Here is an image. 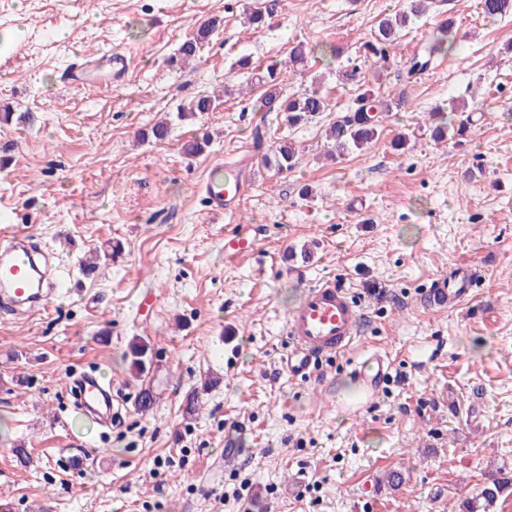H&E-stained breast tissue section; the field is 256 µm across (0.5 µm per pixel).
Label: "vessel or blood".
<instances>
[{"label":"vessel or blood","instance_id":"obj_1","mask_svg":"<svg viewBox=\"0 0 512 512\" xmlns=\"http://www.w3.org/2000/svg\"><path fill=\"white\" fill-rule=\"evenodd\" d=\"M131 65L128 56L119 50L94 61H78L65 72L63 82L67 86L81 88L91 82L104 80L120 84ZM245 173L228 166L220 175L202 181L199 192L210 212L217 214L234 212L238 206ZM256 235L233 231L224 238L227 256L255 249ZM39 266L33 256L27 237L11 230L9 225L0 226V309L12 312L25 308L35 314L50 301L43 290L32 287L34 272ZM479 283L478 271L469 265L436 276L426 287L424 294L431 306L456 308L469 300ZM363 313L345 286L328 280L305 289L300 303L285 316L284 330L292 343L285 360L289 374L306 377L322 358L349 350L361 332ZM390 363L380 352H371L353 371L366 401H374L380 391ZM82 411L92 414L103 425L112 423V390L93 377L82 381Z\"/></svg>","mask_w":512,"mask_h":512}]
</instances>
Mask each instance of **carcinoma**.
Masks as SVG:
<instances>
[{"instance_id": "cac0c4a2", "label": "carcinoma", "mask_w": 512, "mask_h": 512, "mask_svg": "<svg viewBox=\"0 0 512 512\" xmlns=\"http://www.w3.org/2000/svg\"><path fill=\"white\" fill-rule=\"evenodd\" d=\"M277 6L278 0H258L250 8L247 16L248 24L257 29L265 26L274 16ZM435 6V0H412L410 11L398 12L379 21L373 41L368 43L367 47L379 57V61L387 62L388 50L397 47L400 33L406 27L409 16L426 14ZM478 8L484 16L495 18L512 12V0H479ZM213 28L214 24L207 23L199 27L195 34L186 38L180 44L177 53L170 58V65L178 67L187 60L197 57L209 40ZM450 30V24H444L440 34L425 46L421 53L407 61L408 77L411 78L429 69L433 58L453 46V43L447 40ZM314 54L331 61L336 59L338 51L332 44L312 46L306 42L297 41L289 51L288 65L300 71L305 67L308 56ZM256 79V86L260 91L258 98L260 109L283 114L285 124L290 127L307 123L319 113L328 111L327 101L316 91L283 96L280 88V72L275 65L258 72ZM402 103L401 96L390 98L379 89H367L359 95V104L353 114L340 117L330 127V139L339 150H360L377 138L381 128V115ZM214 109V98L203 95L195 98L188 106L180 108L177 117L180 120H188L198 113L210 112ZM208 146L207 136L193 137L183 143L182 152L188 157H195L203 153ZM296 163V153L286 142L278 144L272 153L266 156V164L279 172L292 170ZM111 259L112 253L106 249L93 252L84 263L86 274L95 273L101 265ZM126 359L140 376L145 374L153 364L151 348L144 340L131 345L130 351L126 353ZM488 477L489 480L484 482L480 491L465 501V512H493L498 498L512 489L511 478L499 476L493 471L488 473Z\"/></svg>"}]
</instances>
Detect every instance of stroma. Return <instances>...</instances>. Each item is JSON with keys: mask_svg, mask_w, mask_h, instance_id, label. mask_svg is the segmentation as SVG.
Here are the masks:
<instances>
[{"mask_svg": "<svg viewBox=\"0 0 512 512\" xmlns=\"http://www.w3.org/2000/svg\"><path fill=\"white\" fill-rule=\"evenodd\" d=\"M252 2L0 0V104L38 116L0 129V210L61 267L48 310L0 311V502L12 512H459L489 470L512 478V15L442 0L411 18L381 66L361 47L408 0H280L262 29L247 24ZM449 18L454 48L407 79L405 61ZM211 21L200 58L169 67ZM299 39L342 55L283 71L284 93L314 88L329 102L291 130L258 110L231 65L285 60ZM112 47L133 61L122 84L60 83L78 56ZM362 84L405 103L367 148L327 158L326 131ZM201 95L218 108L178 120ZM441 117L466 124L464 136L434 140ZM166 118L168 137L149 138ZM203 134L206 151L184 156ZM283 140L298 163L278 174L264 157ZM219 164L249 172L224 216L197 191ZM238 224L262 236L232 259L224 236ZM106 244L109 264L84 275L81 261ZM304 247L309 263L287 259ZM458 264L481 271L473 298L429 309L428 280ZM329 279L350 289L365 325L316 377L289 376L285 315ZM139 340L153 353L143 378L125 358ZM371 349L391 368L359 410L348 371ZM92 370L120 410L105 430L74 409L73 379ZM144 386L156 397L145 414ZM389 470L402 486L381 483Z\"/></svg>", "mask_w": 512, "mask_h": 512, "instance_id": "35a3bbf8", "label": "stroma"}]
</instances>
